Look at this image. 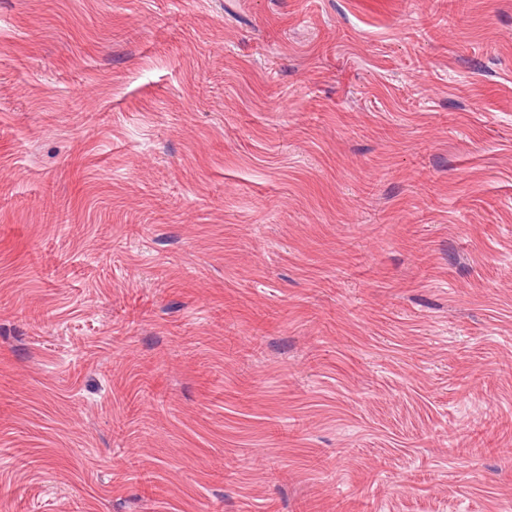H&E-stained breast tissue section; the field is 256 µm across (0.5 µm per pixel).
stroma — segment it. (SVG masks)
Returning a JSON list of instances; mask_svg holds the SVG:
<instances>
[{
	"label": "stroma",
	"mask_w": 512,
	"mask_h": 512,
	"mask_svg": "<svg viewBox=\"0 0 512 512\" xmlns=\"http://www.w3.org/2000/svg\"><path fill=\"white\" fill-rule=\"evenodd\" d=\"M0 512H512V0H0Z\"/></svg>",
	"instance_id": "1"
}]
</instances>
